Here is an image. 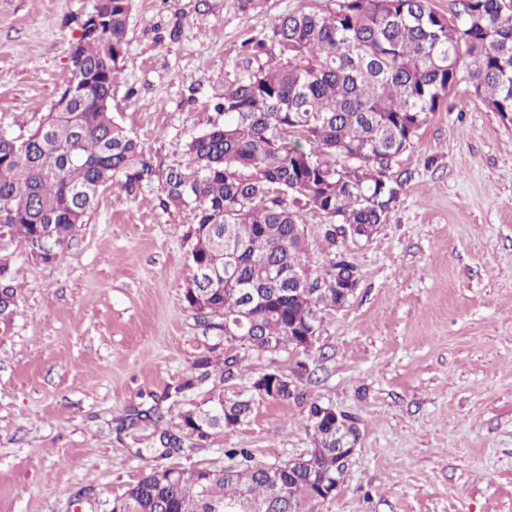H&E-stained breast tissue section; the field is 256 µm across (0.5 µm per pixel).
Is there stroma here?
Instances as JSON below:
<instances>
[{
  "label": "stroma",
  "mask_w": 512,
  "mask_h": 512,
  "mask_svg": "<svg viewBox=\"0 0 512 512\" xmlns=\"http://www.w3.org/2000/svg\"><path fill=\"white\" fill-rule=\"evenodd\" d=\"M95 0H0V128L34 130L72 78L70 53ZM335 0H133L128 53L112 114L162 166L186 164L185 144L220 121L213 105L248 40L285 14ZM408 181L386 224L345 240L358 291L322 309L314 346L257 354L234 345L233 379L171 391L216 338L186 309L194 207L166 208L158 187L99 193L50 264L0 235L17 296L0 313V512H87L81 490L121 496L155 467L223 468L244 448L258 464L313 446L307 410L257 401L235 431L161 429L212 388L308 363V398L354 416L361 440L342 483L311 512H512V121L450 92L399 159ZM326 217L301 225L314 275L329 257ZM159 407L161 426L122 429Z\"/></svg>",
  "instance_id": "35a3bbf8"
}]
</instances>
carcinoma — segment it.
<instances>
[{
    "instance_id": "carcinoma-1",
    "label": "carcinoma",
    "mask_w": 512,
    "mask_h": 512,
    "mask_svg": "<svg viewBox=\"0 0 512 512\" xmlns=\"http://www.w3.org/2000/svg\"><path fill=\"white\" fill-rule=\"evenodd\" d=\"M457 2L451 22L429 0H337L329 13L279 17L269 40L251 42L239 74L224 84L214 106L224 122L186 143L185 167L163 171L112 117L132 0H95L100 21L71 54L83 80L66 86L27 136L0 130V233L20 235L31 257L51 263L102 189L132 194L156 183L163 206L196 209L186 308L205 329L221 331L239 321L249 291L243 344L259 354L270 343L297 349V331L319 324L321 307L337 303L328 278L312 277L301 211L330 218L329 268L347 277L356 267L336 226L368 239L387 222L407 182L396 165L411 128L426 125L463 78L493 111L512 115V11L502 0ZM299 274L310 277L304 299L287 287ZM216 352L193 362L175 395L212 377ZM303 366L298 360L280 373L273 400L306 402ZM255 403L249 392H215L182 412L179 429L201 439L225 432V421L245 422ZM307 420L314 448L275 479L233 450L229 457L242 461L231 469H181L171 478L152 468L122 496L87 503L96 512H305L310 479L338 471L336 426L322 404H308Z\"/></svg>"
}]
</instances>
